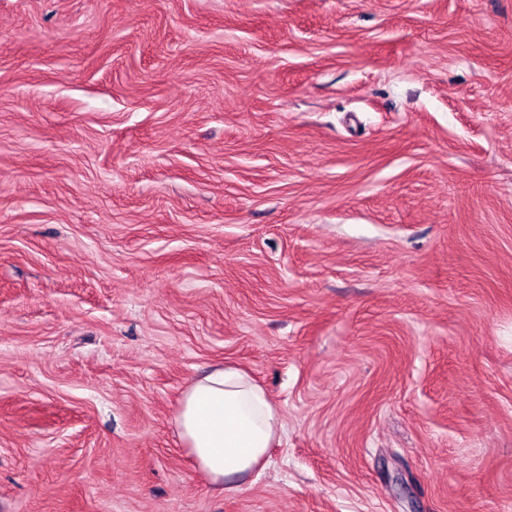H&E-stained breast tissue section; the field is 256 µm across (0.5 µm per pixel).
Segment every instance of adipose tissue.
I'll return each mask as SVG.
<instances>
[{"label":"adipose tissue","instance_id":"ef3b65f1","mask_svg":"<svg viewBox=\"0 0 512 512\" xmlns=\"http://www.w3.org/2000/svg\"><path fill=\"white\" fill-rule=\"evenodd\" d=\"M177 433L211 486L238 491L283 430L263 388L232 365H218L184 391L174 417Z\"/></svg>","mask_w":512,"mask_h":512}]
</instances>
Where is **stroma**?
Masks as SVG:
<instances>
[{"mask_svg":"<svg viewBox=\"0 0 512 512\" xmlns=\"http://www.w3.org/2000/svg\"><path fill=\"white\" fill-rule=\"evenodd\" d=\"M0 512H512V0H0ZM177 433L211 486L236 492L283 431L263 388L232 365H218L191 381L174 417Z\"/></svg>","mask_w":512,"mask_h":512,"instance_id":"1","label":"stroma"}]
</instances>
